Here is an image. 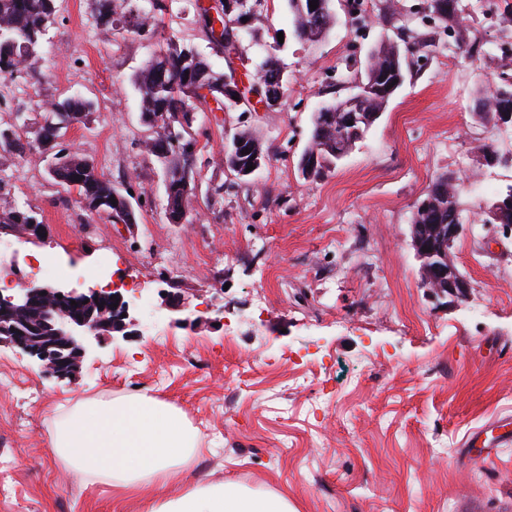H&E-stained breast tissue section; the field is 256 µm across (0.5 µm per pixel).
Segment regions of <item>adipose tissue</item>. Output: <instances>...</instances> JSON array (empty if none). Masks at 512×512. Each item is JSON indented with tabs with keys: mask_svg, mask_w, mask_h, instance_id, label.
<instances>
[{
	"mask_svg": "<svg viewBox=\"0 0 512 512\" xmlns=\"http://www.w3.org/2000/svg\"><path fill=\"white\" fill-rule=\"evenodd\" d=\"M50 440L64 463L113 487L153 485L140 512H297L287 494L232 482L191 485L168 496V486L195 456L198 436L179 410L146 394L83 401L63 413Z\"/></svg>",
	"mask_w": 512,
	"mask_h": 512,
	"instance_id": "1",
	"label": "adipose tissue"
}]
</instances>
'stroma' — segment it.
I'll return each mask as SVG.
<instances>
[{"mask_svg": "<svg viewBox=\"0 0 512 512\" xmlns=\"http://www.w3.org/2000/svg\"><path fill=\"white\" fill-rule=\"evenodd\" d=\"M470 39L457 47L440 26L436 53L419 58L364 140L324 176L297 161L312 116L346 97L341 75L398 39L378 11L365 21L343 0L338 21L313 45L291 38L286 0H270L246 45L248 75L269 51L268 29L287 33L279 56L288 97L270 112L201 114L202 187L187 222L165 218L164 171L138 145L144 128L131 78L170 37L194 43L216 68L189 0H176L149 36L132 17L145 0H119L118 20L97 27L91 0H59L56 25L30 65L45 99L97 103L70 137L116 187L140 199L135 225L72 203L49 160L0 151V208L32 206L42 237L14 241L20 272L53 256L74 276L106 269L139 289V324L82 362L75 381L46 376L38 361L0 346V512H139L142 490L66 468L50 446L57 416L87 399L146 393L180 410L200 453L180 485L232 481L287 493L298 512H512V230L480 221V206L512 183V166H478L477 149L512 155V128L473 110L506 0H461ZM24 80L0 84V124L42 114ZM252 131L268 152L250 183L224 169V144ZM454 172L465 185V229L451 257L469 286L437 300L421 284L410 217L432 181ZM187 307L173 313L160 290ZM493 425L510 435L497 454L462 462L467 438Z\"/></svg>", "mask_w": 512, "mask_h": 512, "instance_id": "stroma-1", "label": "stroma"}]
</instances>
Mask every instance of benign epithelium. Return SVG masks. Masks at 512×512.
I'll return each instance as SVG.
<instances>
[{
	"label": "benign epithelium",
	"instance_id": "obj_1",
	"mask_svg": "<svg viewBox=\"0 0 512 512\" xmlns=\"http://www.w3.org/2000/svg\"><path fill=\"white\" fill-rule=\"evenodd\" d=\"M216 34L228 30L231 39H236L237 30L246 29L259 18L258 7L241 12L233 20L222 25L216 13L209 12ZM270 67L273 73L266 88H260L243 97L242 80L237 67L230 68L224 76L225 90L232 91L233 106L246 108L248 112H268L282 107L283 88L288 84L286 67L275 53H270ZM494 94L503 107L512 106V78L505 77L500 83L486 88ZM195 111L178 113L153 123L143 135L147 145L162 164L165 175L166 218L171 224H183L188 215L189 205L199 196L201 183L196 162L183 164L176 153L181 144L193 135L192 125ZM70 126L54 125L49 139L39 137L42 154L51 157L50 172L61 165V159L68 147ZM244 140L235 134L232 141L224 145V167L230 175L246 179L254 171H246L237 161ZM134 196L128 192L114 194L117 212L127 222H134ZM412 246L418 260L422 283L436 298L462 294L469 287L461 276H448V268L430 266L425 251L429 244L419 236L412 237ZM18 288L0 289V344L6 343L37 358L42 371L58 377L73 375L85 357L88 348L105 336L122 333L135 325L129 316V302L124 300L121 286L114 283L108 288L90 287L84 291L67 289L56 284L40 283L33 279L19 280ZM106 306H101V303Z\"/></svg>",
	"mask_w": 512,
	"mask_h": 512
}]
</instances>
